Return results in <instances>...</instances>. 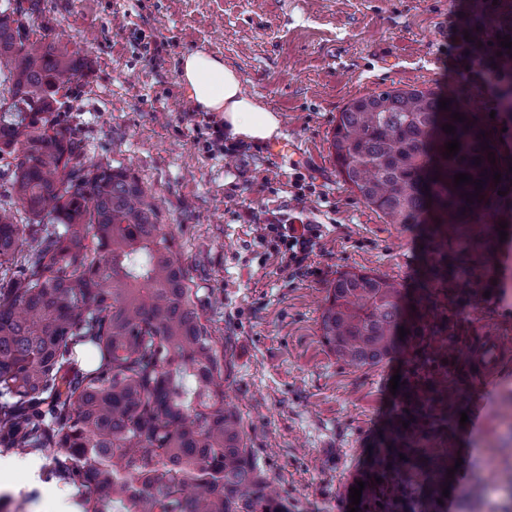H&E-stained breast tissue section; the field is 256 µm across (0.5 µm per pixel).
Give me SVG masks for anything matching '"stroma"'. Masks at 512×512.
I'll return each instance as SVG.
<instances>
[{"instance_id":"stroma-1","label":"stroma","mask_w":512,"mask_h":512,"mask_svg":"<svg viewBox=\"0 0 512 512\" xmlns=\"http://www.w3.org/2000/svg\"><path fill=\"white\" fill-rule=\"evenodd\" d=\"M482 0H40L50 27L84 62L73 122L88 157L123 164L148 186L190 268L204 311L229 347L224 391L245 440L290 512H349L350 489L398 403L404 355L375 366L337 360L320 316L338 273H376L414 288L417 225L388 224L338 171L331 139L352 100L393 89H459L451 39ZM223 57L244 91L278 112L296 163L268 145H211L216 113L198 110L179 62ZM302 219L317 232L302 268L286 267L264 224ZM490 293L459 303L454 333L512 338V223ZM448 436L462 464L438 512H512V352L471 395ZM9 512H54L57 485L19 474Z\"/></svg>"}]
</instances>
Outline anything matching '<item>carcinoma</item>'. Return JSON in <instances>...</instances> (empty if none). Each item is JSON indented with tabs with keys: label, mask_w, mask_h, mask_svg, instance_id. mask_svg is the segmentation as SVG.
I'll return each instance as SVG.
<instances>
[{
	"label": "carcinoma",
	"mask_w": 512,
	"mask_h": 512,
	"mask_svg": "<svg viewBox=\"0 0 512 512\" xmlns=\"http://www.w3.org/2000/svg\"><path fill=\"white\" fill-rule=\"evenodd\" d=\"M37 2L0 10V454L40 456L42 477L74 490L80 512H288L224 406V338L152 192L121 165L89 159L60 117L74 110L58 95L82 63L48 27L31 38ZM453 139L460 150L448 157ZM331 147L344 181L386 223L427 225L412 305L389 278L344 272L321 331L355 366L406 348L400 404L359 508L431 512L454 459L455 306L489 273L512 212V161L488 113L433 89L352 100ZM458 173L472 182L455 185ZM400 470L425 500L392 480Z\"/></svg>",
	"instance_id": "obj_1"
}]
</instances>
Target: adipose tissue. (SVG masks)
Returning <instances> with one entry per match:
<instances>
[{
	"instance_id": "1",
	"label": "adipose tissue",
	"mask_w": 512,
	"mask_h": 512,
	"mask_svg": "<svg viewBox=\"0 0 512 512\" xmlns=\"http://www.w3.org/2000/svg\"><path fill=\"white\" fill-rule=\"evenodd\" d=\"M179 80L198 110L220 115L228 138L262 143L279 135L277 113L246 95L239 73L222 58L203 50L184 54Z\"/></svg>"
}]
</instances>
